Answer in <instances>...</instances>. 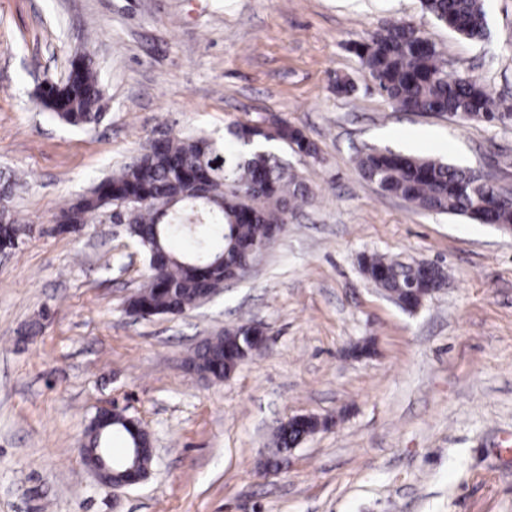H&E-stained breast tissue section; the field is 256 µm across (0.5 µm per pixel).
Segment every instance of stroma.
<instances>
[{
	"label": "stroma",
	"mask_w": 512,
	"mask_h": 512,
	"mask_svg": "<svg viewBox=\"0 0 512 512\" xmlns=\"http://www.w3.org/2000/svg\"><path fill=\"white\" fill-rule=\"evenodd\" d=\"M486 5L489 37L469 42L420 0H0V172L25 179L26 228L0 253V512H512V234L416 210L354 164L390 149L512 192V122L398 111L349 49L408 21L448 73L512 96V0ZM84 50L106 107L88 131L35 99ZM270 112L318 147L274 148L312 204L211 301L130 316L148 268L125 225L62 231V208L150 138L221 139ZM372 253L438 263L446 284L403 310L364 276ZM251 322L267 345L228 378L189 368L201 340ZM113 408L156 450L120 489L81 455ZM297 415L326 425L266 472L274 428Z\"/></svg>",
	"instance_id": "stroma-1"
}]
</instances>
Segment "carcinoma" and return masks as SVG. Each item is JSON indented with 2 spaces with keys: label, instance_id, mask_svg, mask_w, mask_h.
Wrapping results in <instances>:
<instances>
[{
  "label": "carcinoma",
  "instance_id": "obj_1",
  "mask_svg": "<svg viewBox=\"0 0 512 512\" xmlns=\"http://www.w3.org/2000/svg\"><path fill=\"white\" fill-rule=\"evenodd\" d=\"M422 10L461 38L482 42L488 36L484 0H421ZM353 50L375 86L403 112L448 113L463 120L478 118L505 123L512 102L493 96L476 80L450 75L438 47L412 23L386 25L354 43ZM37 99L54 119L75 128L91 129L103 116V88L97 66L88 55L71 62L66 79L46 81ZM230 139L219 143L206 136L167 137L153 151L104 178L60 213L63 224H94L112 201L134 198L138 208L128 234L143 253L147 282L128 306L157 315H177L196 300L224 288L221 269L213 262L224 258L232 268L251 261L267 249L287 222L288 214L312 200L309 187L288 172L281 159L267 149L282 143L308 157L317 145L281 113L262 121L237 123ZM360 175L384 194L399 197L415 208L464 216L481 224H512V206L499 199L500 191L471 169L443 160L372 149L356 158ZM18 179L0 173V250L18 245L21 225L10 203ZM179 198L176 213L159 220L157 205ZM189 237L195 247L178 253L171 243ZM364 271L379 272L374 285L407 309L418 307L414 291L421 279L419 263L371 255ZM257 327L241 325L208 338L197 347L193 367L216 379L228 377L241 357L259 349ZM317 424L304 421L296 428L279 426L277 447L295 448L313 435ZM114 433L128 447H146L141 426L108 415L85 433L84 460L90 449L107 448Z\"/></svg>",
  "mask_w": 512,
  "mask_h": 512
}]
</instances>
